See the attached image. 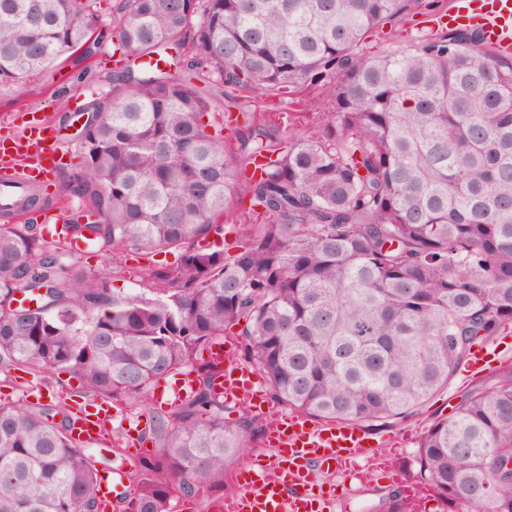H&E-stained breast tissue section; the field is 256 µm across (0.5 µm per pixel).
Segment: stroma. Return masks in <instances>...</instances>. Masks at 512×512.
<instances>
[{
    "label": "stroma",
    "instance_id": "obj_1",
    "mask_svg": "<svg viewBox=\"0 0 512 512\" xmlns=\"http://www.w3.org/2000/svg\"><path fill=\"white\" fill-rule=\"evenodd\" d=\"M450 2L413 0L410 8L393 22L373 29L360 45V52L382 55L400 46L413 45L420 35L435 30L436 18L447 11ZM123 64L122 56L114 54L112 45L107 43L87 61L85 67L75 66L69 60L56 62L51 70L29 83L23 95H16L8 89L0 91V130L20 131L30 113L38 112L55 129L60 147L70 155H77V136L72 123L62 117L59 97L75 94L86 97L91 79L110 74ZM283 105L289 112L288 133L294 137L322 126L326 113L332 109L330 98L318 88L301 89L284 103L274 94L255 95L245 103L248 110L263 117L269 126L274 123V109ZM489 343L499 348V362L473 373L459 372L447 388L427 403L422 414L391 427L371 430L370 435L382 452L391 448L393 438H400L402 479L415 480L417 444L430 424L437 418L448 416L464 393L478 387L493 386L505 368L512 367V335L492 337ZM77 386V381L65 373L33 372L24 367L8 371L0 369V400L11 404L54 403L73 394Z\"/></svg>",
    "mask_w": 512,
    "mask_h": 512
}]
</instances>
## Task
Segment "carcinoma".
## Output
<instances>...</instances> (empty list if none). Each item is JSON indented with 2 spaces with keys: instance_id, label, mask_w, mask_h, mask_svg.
Returning a JSON list of instances; mask_svg holds the SVG:
<instances>
[{
  "instance_id": "carcinoma-1",
  "label": "carcinoma",
  "mask_w": 512,
  "mask_h": 512,
  "mask_svg": "<svg viewBox=\"0 0 512 512\" xmlns=\"http://www.w3.org/2000/svg\"><path fill=\"white\" fill-rule=\"evenodd\" d=\"M103 0H0V87L23 93L58 60L111 39ZM409 0H116L115 49L157 60L91 86L97 115L60 184L66 235L112 254L87 273L39 224L0 218V369L60 371L81 397L151 399L155 453L124 458L123 512H170L224 490L262 434L247 405L224 424L220 366L238 336L272 399L313 421L381 427L422 412L471 350L512 332V53L478 25L421 36L384 56L357 51ZM319 87L333 111L286 145L224 147V88L285 98ZM270 155L264 176L243 175ZM248 200L261 218L228 222ZM237 232L239 251L220 245ZM182 250L149 265L139 292L112 287L126 251ZM35 305L16 304V294ZM240 326L233 332V326ZM65 401L0 402V512L98 505L97 460L69 436ZM417 477L461 512H512V370L470 391L418 446ZM394 490L373 512H420Z\"/></svg>"
}]
</instances>
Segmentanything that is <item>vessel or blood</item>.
I'll use <instances>...</instances> for the list:
<instances>
[{
  "mask_svg": "<svg viewBox=\"0 0 512 512\" xmlns=\"http://www.w3.org/2000/svg\"><path fill=\"white\" fill-rule=\"evenodd\" d=\"M448 24H479L488 42L512 45V0H454L446 15ZM64 163L47 121L33 119L17 133L0 135V207ZM211 358L223 364L214 390L225 400L249 397L267 421L265 452L252 455L233 477L235 493L210 500L209 512H335L341 495L331 476L342 473L355 488L373 481L377 472L391 480L399 474L391 461L382 468L363 465L370 441L358 426L346 423L321 425L283 412L257 388L255 374L242 367L235 352L213 345ZM77 421L72 432L76 444L89 446L106 440L112 422L107 403H75ZM121 469L102 471L98 497L103 504L116 502L124 492Z\"/></svg>",
  "mask_w": 512,
  "mask_h": 512,
  "instance_id": "vessel-or-blood-1",
  "label": "vessel or blood"
}]
</instances>
